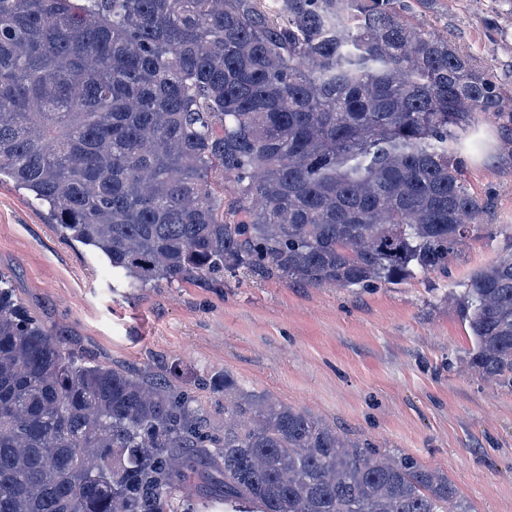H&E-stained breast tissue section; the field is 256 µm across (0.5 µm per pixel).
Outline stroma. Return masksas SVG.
Returning <instances> with one entry per match:
<instances>
[{
	"instance_id": "1",
	"label": "stroma",
	"mask_w": 512,
	"mask_h": 512,
	"mask_svg": "<svg viewBox=\"0 0 512 512\" xmlns=\"http://www.w3.org/2000/svg\"><path fill=\"white\" fill-rule=\"evenodd\" d=\"M499 0H429L422 15L512 85V19ZM496 19L489 29L487 19ZM467 185L494 212L447 272L362 290L225 276L223 285L128 287L94 249L67 238L47 206L0 179V277L27 312L86 359L175 369L215 425L233 381L382 454L448 476L472 512H512V390L468 364L469 330L450 300L512 246V135L484 122L463 152Z\"/></svg>"
}]
</instances>
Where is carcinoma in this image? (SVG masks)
<instances>
[{"mask_svg":"<svg viewBox=\"0 0 512 512\" xmlns=\"http://www.w3.org/2000/svg\"><path fill=\"white\" fill-rule=\"evenodd\" d=\"M426 0H0V176L133 288L448 272L493 213L461 149L512 92ZM512 387V249L456 295ZM85 360L0 287V512H471L448 477L224 379Z\"/></svg>","mask_w":512,"mask_h":512,"instance_id":"carcinoma-1","label":"carcinoma"}]
</instances>
